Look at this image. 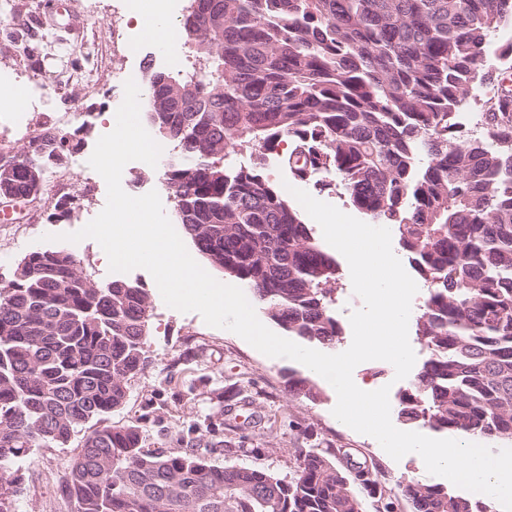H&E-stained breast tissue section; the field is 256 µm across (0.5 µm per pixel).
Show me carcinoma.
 Wrapping results in <instances>:
<instances>
[{
    "instance_id": "cac0c4a2",
    "label": "carcinoma",
    "mask_w": 512,
    "mask_h": 512,
    "mask_svg": "<svg viewBox=\"0 0 512 512\" xmlns=\"http://www.w3.org/2000/svg\"><path fill=\"white\" fill-rule=\"evenodd\" d=\"M512 0H192L179 20L193 58L143 78L146 120L173 145L165 179L198 255L235 278L264 317L333 349L336 258L265 175L336 185L385 224L426 288L414 314L428 352L398 418L512 446ZM494 95L481 127L459 106ZM0 171V198L35 197L77 150L33 137ZM288 144L285 151L281 144ZM249 152L245 165L234 160ZM152 304L101 281L64 247L31 250L0 280V512L23 461L83 433L63 481L76 512H492L490 496L386 482L374 461L296 448L282 476L214 466L209 448L143 450L140 428L104 423L143 369ZM288 394L315 398L307 377Z\"/></svg>"
}]
</instances>
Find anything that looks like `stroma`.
Here are the masks:
<instances>
[{
  "mask_svg": "<svg viewBox=\"0 0 512 512\" xmlns=\"http://www.w3.org/2000/svg\"><path fill=\"white\" fill-rule=\"evenodd\" d=\"M112 3L102 0L95 11L88 0H70L71 17L64 21L47 17L44 0H0V156L17 154L25 146L7 130L16 116H23L35 132L44 126V112L62 111L76 102L84 116L67 129L78 144L68 168L90 179L86 185H70L77 207L56 222L48 219L60 192L56 181H49L36 200L10 204V219L0 218V274L27 251L40 248L43 235L78 231L104 208L106 184L88 159L100 136L110 132L108 118L124 99L121 71L132 68L142 75L152 68L175 73L189 65L182 46L150 38L140 55L124 56L112 43L113 27L139 34L144 28L137 16L113 15ZM19 89L29 97L44 95V111L16 105L13 94ZM121 184L124 191L139 196L157 191L166 215H173L163 166L130 162ZM126 278L151 296L146 363L129 381L124 405L106 421L139 426L146 451L169 454L190 444L211 445L212 464H242L284 474L293 449H352L374 460L390 480L437 483V476L416 457L393 460L373 437L340 424L332 414L336 392L323 377L310 374L299 362L265 356L235 333L208 326L198 313L168 307L145 269H134ZM294 374L311 378L318 399L289 395L288 379ZM353 380L371 388L389 387L393 404L412 386L411 379L396 380L394 367L380 360L356 366ZM80 451L77 436L62 448L34 449L21 470L23 493L16 512H76L61 483Z\"/></svg>",
  "mask_w": 512,
  "mask_h": 512,
  "instance_id": "obj_1",
  "label": "stroma"
}]
</instances>
